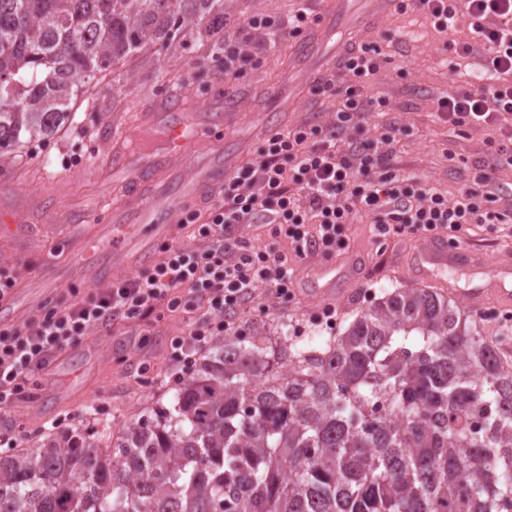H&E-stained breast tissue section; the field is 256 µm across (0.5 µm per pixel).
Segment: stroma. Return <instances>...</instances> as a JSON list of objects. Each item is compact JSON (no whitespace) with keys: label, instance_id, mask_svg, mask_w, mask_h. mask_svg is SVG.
Masks as SVG:
<instances>
[{"label":"stroma","instance_id":"stroma-1","mask_svg":"<svg viewBox=\"0 0 512 512\" xmlns=\"http://www.w3.org/2000/svg\"><path fill=\"white\" fill-rule=\"evenodd\" d=\"M301 9L309 16V28H316L328 11L327 0H235L224 39L250 54L235 82H225L220 63L199 46L189 47L182 60L159 70L116 69L98 84L93 102L76 112L65 132L48 142L32 143L29 161L0 171V209L21 217L13 234L0 235V266L14 270L20 282L11 295L12 323L109 285V278L73 269L71 261L93 242L106 221L103 201L120 206L126 173L142 166L138 133L146 106L160 104L171 91H178L187 98L185 119L206 130V144L193 160L173 162L158 175L155 187L162 195L187 179L194 166L222 164L229 148L239 147L238 163L255 157L266 135L260 117L268 111L283 112L287 130L333 120L334 99L312 94L311 84L304 80L306 71L322 67L324 52L299 60V37L284 34L289 19ZM254 15L269 17L273 29L254 34L247 25ZM471 34L468 19L442 33L429 15L410 7L390 12L360 37L361 42L379 46V71L371 92L389 102L388 111L367 114L366 136L377 138L397 128L391 146L395 172L420 178L451 201L459 198L476 165L486 159L491 142L498 139L494 129L455 126L437 110V98L474 80L476 59L459 58L450 46ZM226 112L234 115L228 127L219 120ZM122 130L129 133L126 171L117 174L104 159L115 133ZM346 234L345 253H315L298 261L301 278L290 297L280 299L272 289H257L237 314V326L273 314L290 336L307 344L336 335L387 291L431 286L479 318L484 336L502 352L512 353V303H503L498 289L481 301L471 298L472 290L484 284L488 268H512V239L487 224L468 225L457 238L483 258V267L461 264L422 277L417 257L423 238L379 237L360 217L348 225ZM51 260L59 272L55 284L46 285L39 274ZM328 264L338 272L331 296L324 292L325 281L314 275L317 267ZM329 307L334 310L330 317L325 314ZM185 329L182 314L160 309L145 320H117L107 329L92 330L31 381L14 407L0 408V439L32 444L47 427L79 422L92 426L103 420L120 426L146 415L161 395L178 386L179 367L169 355L170 342Z\"/></svg>","mask_w":512,"mask_h":512}]
</instances>
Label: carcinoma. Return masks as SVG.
<instances>
[{
	"label": "carcinoma",
	"mask_w": 512,
	"mask_h": 512,
	"mask_svg": "<svg viewBox=\"0 0 512 512\" xmlns=\"http://www.w3.org/2000/svg\"><path fill=\"white\" fill-rule=\"evenodd\" d=\"M234 0H0V168L130 58ZM0 512H512V358L436 288L386 292L319 348L271 315L215 338L171 402L0 455Z\"/></svg>",
	"instance_id": "obj_1"
}]
</instances>
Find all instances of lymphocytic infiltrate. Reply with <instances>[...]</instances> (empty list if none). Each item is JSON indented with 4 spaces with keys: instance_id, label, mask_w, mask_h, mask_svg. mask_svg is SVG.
<instances>
[{
    "instance_id": "1",
    "label": "lymphocytic infiltrate",
    "mask_w": 512,
    "mask_h": 512,
    "mask_svg": "<svg viewBox=\"0 0 512 512\" xmlns=\"http://www.w3.org/2000/svg\"><path fill=\"white\" fill-rule=\"evenodd\" d=\"M444 32L455 18L468 16L473 37L459 43V56L479 60L486 84L438 98L449 123L498 128L500 140L482 161L459 199L448 201L415 177L393 172L389 160L394 134L373 140L358 128L366 113L386 102L368 95L379 70L378 48H351L338 62L339 75L317 83V94L336 98L334 121L303 125L268 138L255 161L238 169L208 201L205 214L192 211L199 245L165 241L151 268L95 289L36 320L0 328V405L9 406L32 377L89 331L117 319H138L158 306L183 310L189 320L172 344V356L190 371L193 351L205 349L230 328L239 308L256 288L287 296L293 284L291 258L314 252L332 255L346 247L345 230L355 215L369 217L379 233L423 236L462 231L468 224H501L494 182L499 168L512 167V0H412ZM242 224H268L287 240V251L256 247L232 238Z\"/></svg>"
}]
</instances>
